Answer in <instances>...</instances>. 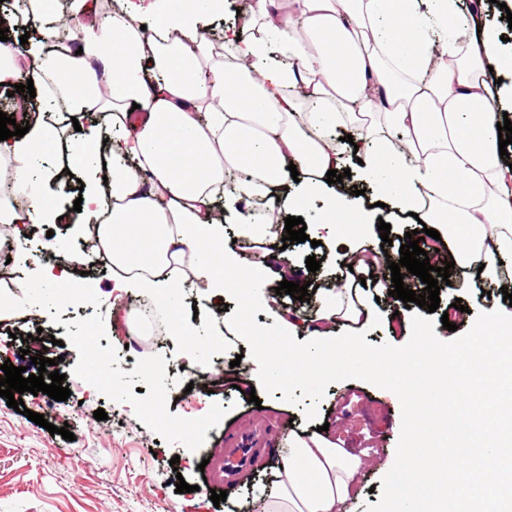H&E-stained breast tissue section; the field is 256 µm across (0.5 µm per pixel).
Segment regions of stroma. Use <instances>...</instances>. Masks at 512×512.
<instances>
[{"label": "stroma", "mask_w": 512, "mask_h": 512, "mask_svg": "<svg viewBox=\"0 0 512 512\" xmlns=\"http://www.w3.org/2000/svg\"><path fill=\"white\" fill-rule=\"evenodd\" d=\"M511 9L512 0H505L501 7L486 0L483 11L487 28L499 38L490 64L502 71L507 85L512 84V25L506 19ZM342 220L346 236H334L323 226L311 224L306 229L307 242L290 246L278 233L240 237L237 225L231 223L224 226V239L253 262L285 252L293 278L311 282L315 291L306 302L280 295V305L299 310L309 320L321 303L322 290L344 280L345 252L359 248L370 255L385 251L398 258L405 233L413 229L407 218L387 216L392 244L386 247L377 227L355 226L347 214ZM29 239L32 248L12 256L10 262L0 261V295L26 294L54 241L64 242L72 253L89 248L82 224H33ZM312 255L321 260L314 273L306 267ZM377 273L378 280H367L357 288L359 297L381 317L380 326L365 339L374 345H404L411 336L413 312L402 300L389 296L390 269L382 265ZM92 274L100 285L97 306L78 309L52 303L36 311L17 309L0 316V364L8 360L20 365L24 349L34 356L46 354L58 359V369L71 390L65 401L24 393L27 411L44 415L49 425L68 426L74 435L70 441L50 435L47 427L9 408L0 397V512H257L255 501L269 485L277 463L270 451L287 447L289 431L304 430V406L252 389L246 379L236 378V370L255 368L251 344L224 330L225 323L238 316V302L230 301L227 310H220L211 293L202 288L193 289L182 300V314L194 319L205 358L220 354L228 363H240L239 368H225L222 380L202 396L187 389L194 362L186 343L168 342L163 334L142 345L136 338L122 337L120 321L126 316V305L112 294V268L100 259ZM471 280L470 273L455 270L449 283L441 285L439 309L432 314L441 339L467 332L477 313L503 307L504 292L512 293V276L484 281L478 288L472 287ZM457 300L466 307V314L452 313L451 305ZM444 316L456 324V331L443 328ZM15 330L20 333L16 339L11 336ZM39 330L53 335L55 344L22 342V335ZM89 344L114 353L111 379H101L90 370L85 355ZM145 359L158 367L156 379L143 378L137 371L136 362ZM253 395L259 397V404L250 403ZM100 408L107 414L102 421L93 416ZM318 410L320 421L329 424L332 440L371 459L357 476V497L348 504V512H365L367 505L380 498L381 462L395 458L400 401L392 391L364 380H343L328 385ZM262 426L267 427L268 436L253 455L246 479L222 485L200 471L202 460L222 450L226 432L247 435ZM180 478L194 485V492H177L175 483ZM222 490L228 493L225 502L213 504L212 492Z\"/></svg>", "instance_id": "1"}]
</instances>
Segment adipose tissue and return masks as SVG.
Returning <instances> with one entry per match:
<instances>
[{
    "label": "adipose tissue",
    "instance_id": "obj_1",
    "mask_svg": "<svg viewBox=\"0 0 512 512\" xmlns=\"http://www.w3.org/2000/svg\"><path fill=\"white\" fill-rule=\"evenodd\" d=\"M154 2V37L133 0L105 16L93 0H69L62 14L56 0H26L8 22L41 33L50 49L0 41V83H33L48 116L18 105L16 123L28 131L0 141V183L14 195L0 204V236L21 252L27 225L65 215L63 182L47 161L64 141L85 177L78 221L91 246L71 255L56 242L26 295L0 297L1 314L60 302L66 286L96 296L87 271L104 255L120 293L133 288L171 307L186 283L234 293L244 311L234 333L253 336L246 312L261 288L287 278L288 258L245 264L224 245V215L267 236L320 199L328 215L375 223L376 209L349 183L326 181L347 167L337 146L344 132L376 201L447 225L459 269L489 280L512 260V161L499 151V74L486 65L497 39L480 27L482 0H252L246 25L256 37L228 26L219 51L203 26L224 0ZM59 107L78 120L74 136L50 119ZM290 164L301 175L295 195L279 191ZM275 315L249 379L285 390L318 359L360 354L355 335L372 311L339 288L324 294L312 330L296 311ZM339 324L350 331L342 340L332 337ZM302 330L306 344L276 354ZM364 465L324 434L291 435L258 512H344Z\"/></svg>",
    "mask_w": 512,
    "mask_h": 512
}]
</instances>
